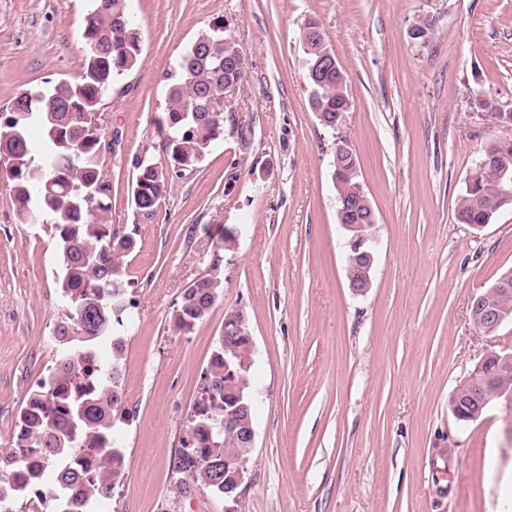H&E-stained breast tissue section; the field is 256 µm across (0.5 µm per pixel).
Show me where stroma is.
<instances>
[{"label": "stroma", "mask_w": 512, "mask_h": 512, "mask_svg": "<svg viewBox=\"0 0 512 512\" xmlns=\"http://www.w3.org/2000/svg\"><path fill=\"white\" fill-rule=\"evenodd\" d=\"M90 0H0V110L78 78ZM138 66L98 120L112 150V225L133 234L125 304L121 481L104 512H224L175 462L200 374L243 311L253 337L255 445L240 512H512V403L476 420L450 399L489 353L512 354V320L479 330L473 299L512 270V206L458 223L476 155L512 139V0H131ZM320 21L348 75L339 130L313 112L301 25ZM431 22L425 40L411 30ZM232 38L246 77L223 142L168 176L152 214L132 198L137 158L165 161L166 76L202 34ZM492 101L481 108L478 97ZM347 139L376 214L371 286H349L330 159ZM224 288L178 330L182 295L225 231ZM61 258L49 223L21 222L0 180V450L54 369Z\"/></svg>", "instance_id": "obj_1"}]
</instances>
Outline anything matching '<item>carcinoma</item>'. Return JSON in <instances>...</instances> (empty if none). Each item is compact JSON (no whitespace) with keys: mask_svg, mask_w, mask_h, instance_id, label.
Segmentation results:
<instances>
[{"mask_svg":"<svg viewBox=\"0 0 512 512\" xmlns=\"http://www.w3.org/2000/svg\"><path fill=\"white\" fill-rule=\"evenodd\" d=\"M87 46L84 70L78 81H60L28 92L19 112H0V126L10 133L0 141L14 167L11 184L17 213L24 221L51 218L63 259V294L68 323L55 341L59 358L53 371L33 391L19 414L15 445L4 451L7 479L0 478V512L30 490L53 504L54 512L87 509L112 498L121 481L119 456L110 444L118 440L115 420L125 404L122 387L125 341L120 335L126 286V258L134 251L133 236L109 224L112 183L102 172L101 131L89 132L74 116L99 111L113 83L137 67L141 35L129 12L128 0H92L85 18ZM231 39L198 36L178 62V76L168 88V105L160 119L164 151L172 168L186 171L224 139L225 116L210 106L224 97V85L245 78L246 55L227 66ZM348 77L343 69L325 77L322 85L307 79L311 105L321 125L336 129L345 112ZM39 151L42 166L32 167ZM506 153L512 174V142L499 141L483 149L480 158ZM343 174L336 188L339 198L354 205L338 213L339 223L354 224L368 234L375 212L360 206L358 158L345 142L336 146ZM133 198L138 210L151 214L166 192V169L160 162L136 163ZM498 169L475 167L459 198L460 224L484 226L503 207L498 195ZM222 259L186 289L174 316L180 330L191 329L212 308L224 288ZM108 345L111 357L89 360ZM207 395L189 419L193 442L181 448L175 468L218 496L224 495V457L249 456L251 448L240 435L220 432L224 423V341L217 342L202 375ZM93 454L81 461L77 449Z\"/></svg>","mask_w":512,"mask_h":512,"instance_id":"cac0c4a2","label":"carcinoma"}]
</instances>
